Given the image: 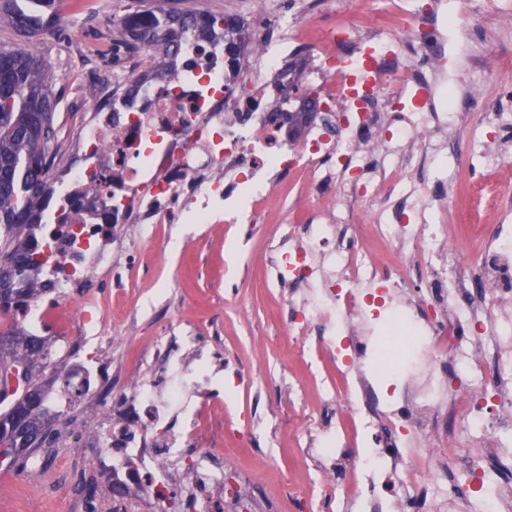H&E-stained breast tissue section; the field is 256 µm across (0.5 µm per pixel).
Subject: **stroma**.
<instances>
[{
	"mask_svg": "<svg viewBox=\"0 0 512 512\" xmlns=\"http://www.w3.org/2000/svg\"><path fill=\"white\" fill-rule=\"evenodd\" d=\"M67 0H55L52 36L43 30H19L0 25V45L33 50L56 78L53 88L56 141H63L70 101L91 67L90 61L71 50L76 37L106 40L123 53L114 65L148 60L147 49L126 47L121 21L130 12L175 7L185 12L243 18L253 15L256 0H241L227 7L225 0H92L83 16L70 14ZM467 0H444L433 20L440 38L442 69L435 90L437 100L447 98L478 76L486 78V96L480 106L489 117L512 116V29L499 30L498 21L512 14V0H481V26H461ZM477 51L492 63L485 72L468 62ZM480 127L459 117L448 129L458 142L466 163L464 179L448 187L422 186L425 200L457 195L472 224L504 222L512 225V149L500 161L484 158L475 146ZM314 204L304 196L297 181L280 187L265 220L260 224H173L166 231V249L143 244H123L122 259L102 296L109 326L124 338L112 354L113 364L133 363L166 326L192 323L202 340H214V363L223 365V439L216 450L226 453L225 483L233 487L254 479L265 484L270 496L280 499L281 512H302L298 503L283 499L281 476L292 473L297 484H311L316 462H303L302 451L288 440L280 427L302 412H315L314 397L299 401L289 383L310 384L308 369L299 359V343L288 329V306L299 302L302 290L267 284L263 267L267 249L281 230L285 213L308 212ZM265 347H256V339ZM61 479L42 485L28 474L0 471V512H67L61 497L70 480L96 475L87 454L56 449Z\"/></svg>",
	"mask_w": 512,
	"mask_h": 512,
	"instance_id": "1",
	"label": "stroma"
}]
</instances>
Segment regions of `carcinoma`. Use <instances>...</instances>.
I'll list each match as a JSON object with an SVG mask.
<instances>
[{
  "instance_id": "1",
  "label": "carcinoma",
  "mask_w": 512,
  "mask_h": 512,
  "mask_svg": "<svg viewBox=\"0 0 512 512\" xmlns=\"http://www.w3.org/2000/svg\"><path fill=\"white\" fill-rule=\"evenodd\" d=\"M52 2L0 0V24L37 30L43 27ZM228 24L237 31L243 28L229 16L143 10L122 19V32L139 43L161 40L167 47H177L192 35L225 36ZM54 82L55 76L34 52L0 48V295L15 304L38 292L34 281L27 288L13 287V278L34 266L25 244L54 135ZM40 346L37 338L22 331L0 343V387L8 385L4 369L15 366L19 370L14 390L0 391V443L17 439L21 430L35 432L45 424L43 367L36 358ZM43 447L44 442L35 438L28 441L24 450L0 457V469L28 470L31 458Z\"/></svg>"
}]
</instances>
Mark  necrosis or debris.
<instances>
[{
    "mask_svg": "<svg viewBox=\"0 0 512 512\" xmlns=\"http://www.w3.org/2000/svg\"><path fill=\"white\" fill-rule=\"evenodd\" d=\"M267 13L272 28L251 27L244 52L192 40L163 69H96L93 108L73 99L64 157L50 161L27 237L41 291L0 317V333L42 336L47 362L64 370L47 393L49 418L97 409L63 442L91 453L102 483L96 497H70L72 512H224L228 494L236 512H254L264 501L260 487L226 492L224 462L205 446L211 411L197 390L212 377L196 336L156 337L147 358L163 363V380L126 368L122 398L103 400L121 338L91 284L111 274L119 230L142 224L153 238L158 225L191 215L248 224L271 185L299 173L318 215L285 225L266 278L304 287L290 323L301 336L322 329L304 343L307 359L345 353L335 380L317 385L321 424L303 416L288 425L305 443L321 428L318 453L328 459L304 512L345 483L348 512H512V482L498 471L512 452V226L490 225L471 275L459 259L472 245L448 224L445 203L401 192L404 156L447 126L448 110L481 100L483 84L436 112L438 41L420 42L413 62L381 49L373 26L291 36L286 11ZM411 86L426 111H388ZM304 93L316 95L318 117L292 141L288 114ZM377 193L380 212L355 208ZM389 299L382 347L371 320ZM377 368L404 381L372 402ZM346 423L371 444L350 472L335 460ZM448 467L453 477L442 476Z\"/></svg>",
    "mask_w": 512,
    "mask_h": 512,
    "instance_id": "4bbe7bcc",
    "label": "necrosis or debris"
}]
</instances>
